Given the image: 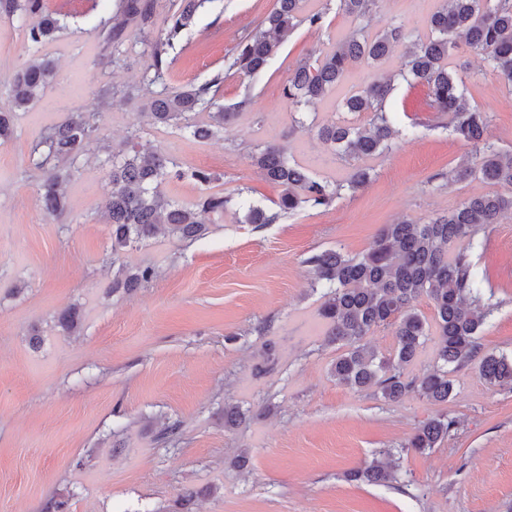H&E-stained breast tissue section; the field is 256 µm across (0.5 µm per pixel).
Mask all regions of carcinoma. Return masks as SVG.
<instances>
[{
	"mask_svg": "<svg viewBox=\"0 0 512 512\" xmlns=\"http://www.w3.org/2000/svg\"><path fill=\"white\" fill-rule=\"evenodd\" d=\"M205 2L178 0L166 27L156 33L153 18L157 0H118L103 34L111 48L107 63L118 67L127 28L131 24L137 27L140 43L152 59V74L138 88L146 98L140 118L153 125L173 126L200 140L223 134L237 111L251 105L247 95L224 105L226 73L251 78L263 71L297 27L303 0H273L271 10L227 57L225 73L181 90L157 89L164 84L172 64L169 50L182 39ZM379 2L336 0V10L351 18L353 30L330 51L313 52L289 70L283 91L290 105L299 108L322 100L345 80L353 65L378 64L404 43L401 23L393 22L375 35L366 31L364 22ZM15 17L24 21L28 42L36 49L63 28L43 0H0V18ZM429 28L426 38L407 48L400 77L409 86L420 83L426 87L428 107L448 114L444 128L469 148V159L450 170L448 180L479 178L503 191L473 195L456 209L423 224L404 220L385 224L363 253L329 249L309 256L305 263L310 267L312 287L327 289L319 309L328 325L327 342H340L345 347L332 366L336 380L359 391L376 387L389 401L417 393L430 402L447 403L455 396L448 366L476 352L478 336L490 314V307L482 304L481 280L471 261V251L479 246L475 236L512 212V157L490 141L488 112L466 103L465 80L448 70V54L457 47L458 39H464L466 45L485 56L490 73L512 90V0H441L430 17ZM57 76L55 63L44 58L13 75L9 104L0 107V144L13 136L14 112L24 111L41 99ZM392 89V78H380L344 98L343 111L372 113L369 126L334 121L318 128L320 141L337 156L362 160L389 150L394 138L414 134V124L401 130L390 124L384 101ZM207 109L208 121L199 122V112ZM98 117V112H72L33 149V163L41 171L37 201L46 216L59 219L69 213L65 186L79 171L86 148L98 140ZM101 150L108 153L110 169L100 218L111 227L112 264L117 266L107 291L129 293L149 282L154 270L125 265L122 251L161 229L178 240H194L224 215L228 199L217 193H203L189 204L169 198L161 190L165 182L188 176L206 186L211 174L201 169L185 172L161 149L139 142L135 130L122 143ZM251 161L265 180L282 191L275 201L276 210L250 204L238 219L240 224H273L299 209L326 207L341 191L354 192L369 180L368 170L361 166L352 168L342 183L315 180L274 140L258 147ZM422 297L433 304L432 327L416 311L415 303ZM82 321V310L74 304L57 315L56 326L62 335L73 336L80 333ZM381 327L391 328L396 339L395 350L388 355L364 342ZM432 335L437 337L433 369L418 378H405L404 370ZM481 371L489 383L512 387V358L486 354L481 359ZM453 425L454 421L445 417L432 419L409 439L407 447L419 452L430 450L448 436ZM347 479L388 482L394 479V472L389 465L372 461L351 471Z\"/></svg>",
	"mask_w": 512,
	"mask_h": 512,
	"instance_id": "carcinoma-1",
	"label": "carcinoma"
}]
</instances>
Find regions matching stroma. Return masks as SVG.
I'll return each mask as SVG.
<instances>
[{"label":"stroma","instance_id":"1","mask_svg":"<svg viewBox=\"0 0 512 512\" xmlns=\"http://www.w3.org/2000/svg\"><path fill=\"white\" fill-rule=\"evenodd\" d=\"M45 3L64 28L40 49L21 22L0 20V95L31 59L58 65L56 83L17 112L12 139L0 144V512H43L53 496L67 500L68 512H179L188 491L196 494L194 512H512V389L490 385L480 370L482 354L512 357V213L478 234L472 261L492 312L478 356L452 369L456 395L445 404L414 393L391 402L377 389L336 381L339 349L327 344L318 315L324 291L312 287L305 263L327 249L364 252L382 225L423 223L491 192L477 179L448 183L467 149L444 130L447 115L429 111L425 87L400 84L387 98L394 126L413 122L417 131L369 160L364 188L273 224L233 219L242 201L268 207L281 192L250 162L267 141L280 140L314 179L343 180L348 162L320 163L327 148L316 129L338 120L345 96L397 71L399 55L375 70L355 65L328 97L293 109L283 96L289 69L353 28L327 0H308L306 11L326 9L324 29L299 22L263 72L226 77L225 103L246 94L252 103L223 135L198 141L140 122L138 97L100 109L106 90L138 84L151 64L131 27L121 67L103 66L102 33L116 0ZM272 4L216 0L199 9L172 54L167 86L199 85L223 71L225 57ZM439 5L381 0L367 29L395 20L423 37ZM448 66L465 73L467 102L490 113L492 140L512 152V92L467 45L451 52ZM77 110L100 112L107 141L134 130L183 169L213 174L206 188L166 182L170 198L190 203L206 190L229 199L225 216L199 240L160 234L126 248L127 265L156 271L130 295L105 293L112 241L97 215L107 192L103 153L91 150L67 184L69 214L49 218L38 206L31 149ZM16 285L21 293L11 294ZM73 303L83 310L82 330L64 336L54 318ZM34 326L42 335L37 349L27 336ZM228 403L247 412L230 431ZM440 416L454 422L448 436L423 453L408 448ZM169 421L181 428L165 438ZM242 448L250 452L244 471L230 464ZM385 452L393 481H347V472Z\"/></svg>","mask_w":512,"mask_h":512}]
</instances>
